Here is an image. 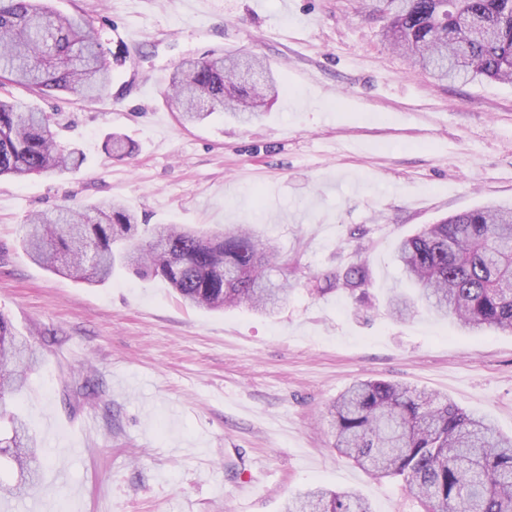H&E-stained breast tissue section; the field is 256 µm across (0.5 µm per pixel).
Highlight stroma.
<instances>
[{"label":"stroma","instance_id":"stroma-1","mask_svg":"<svg viewBox=\"0 0 512 512\" xmlns=\"http://www.w3.org/2000/svg\"><path fill=\"white\" fill-rule=\"evenodd\" d=\"M375 0H51L98 29L112 84L87 101L1 93L51 116L79 170L0 178V312L34 334L19 404L47 457L52 512H283L299 491L354 490L373 512H421L401 482L340 457L328 405L358 380L450 399L512 435V333L399 320L398 242L512 205V83L435 79L385 39ZM252 52L279 95L248 124L184 126L166 97L187 58ZM131 145L112 158L108 134ZM112 198L150 226L252 224L297 289L271 316L181 303L160 278L102 285L53 273L21 246L34 213ZM365 298L335 286L352 263ZM97 381L90 398L68 390Z\"/></svg>","mask_w":512,"mask_h":512}]
</instances>
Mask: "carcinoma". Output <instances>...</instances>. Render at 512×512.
<instances>
[{"label": "carcinoma", "mask_w": 512, "mask_h": 512, "mask_svg": "<svg viewBox=\"0 0 512 512\" xmlns=\"http://www.w3.org/2000/svg\"><path fill=\"white\" fill-rule=\"evenodd\" d=\"M386 37L436 78L512 82V0H380ZM112 74L98 31L82 16H64L46 0H0V86L32 93L57 89L83 99L108 94ZM278 94L255 56L205 55L183 61L167 96L185 123L229 114L246 123ZM83 158L56 141L50 116L0 97V176L25 179L75 171ZM22 244L36 263L89 284L115 271L159 277L181 300L210 311L245 307L270 313L295 285L272 277L288 262L251 227L203 234L170 224L149 229L110 199L30 217ZM409 288L389 296L391 312L424 308L453 317L468 331L512 332V207L486 206L451 215L395 249ZM367 270L342 276L351 293ZM34 340L0 313V448L19 472L0 496L28 497L42 479L41 449L23 416L9 409L33 371ZM334 448L379 479H399L425 512H512V437L485 416L437 394L383 380L353 383L330 407ZM284 512H371L355 491L320 487L298 493Z\"/></svg>", "instance_id": "cac0c4a2"}]
</instances>
